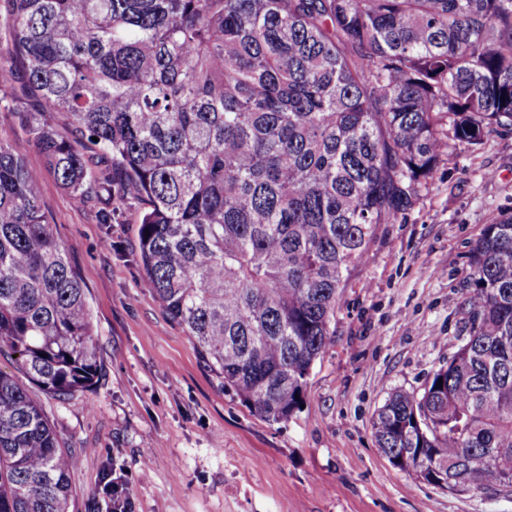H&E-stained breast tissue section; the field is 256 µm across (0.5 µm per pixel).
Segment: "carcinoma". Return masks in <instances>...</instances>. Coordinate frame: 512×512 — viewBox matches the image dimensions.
<instances>
[{"label":"carcinoma","instance_id":"1","mask_svg":"<svg viewBox=\"0 0 512 512\" xmlns=\"http://www.w3.org/2000/svg\"><path fill=\"white\" fill-rule=\"evenodd\" d=\"M44 169L0 140V353L49 395L96 383L87 288L44 210L138 201L147 283L252 412L305 399L351 268L448 142L512 127V0H0ZM68 120L72 136L51 117ZM470 326L378 447L426 483L512 492V212L472 248ZM442 386H437L438 381ZM76 457L0 371V512H68Z\"/></svg>","mask_w":512,"mask_h":512}]
</instances>
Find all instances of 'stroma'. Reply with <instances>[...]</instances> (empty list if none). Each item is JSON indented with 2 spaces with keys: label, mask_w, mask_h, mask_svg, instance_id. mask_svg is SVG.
Instances as JSON below:
<instances>
[{
  "label": "stroma",
  "mask_w": 512,
  "mask_h": 512,
  "mask_svg": "<svg viewBox=\"0 0 512 512\" xmlns=\"http://www.w3.org/2000/svg\"><path fill=\"white\" fill-rule=\"evenodd\" d=\"M42 198L86 283L103 366L85 391H31L78 458L69 512H112L118 473L134 512H512V493L450 491L394 468L372 430L389 393L422 392L467 333L472 246L512 210V130L449 151L413 208L377 226L306 397L279 424L222 385L150 291L139 203L101 224L50 175Z\"/></svg>",
  "instance_id": "35a3bbf8"
}]
</instances>
